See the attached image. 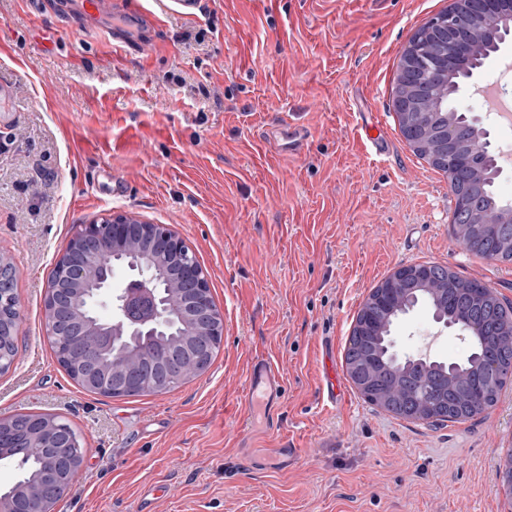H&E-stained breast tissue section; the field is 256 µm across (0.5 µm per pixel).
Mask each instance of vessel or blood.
<instances>
[{
  "label": "vessel or blood",
  "instance_id": "1",
  "mask_svg": "<svg viewBox=\"0 0 512 512\" xmlns=\"http://www.w3.org/2000/svg\"><path fill=\"white\" fill-rule=\"evenodd\" d=\"M87 3L96 13L112 15V46L119 50H143L152 45L157 30L162 27L160 16L139 5L138 0H87ZM247 381L251 397L263 396L273 401L281 396L280 374L267 358L252 360Z\"/></svg>",
  "mask_w": 512,
  "mask_h": 512
}]
</instances>
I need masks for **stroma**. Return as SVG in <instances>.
Segmentation results:
<instances>
[{
	"mask_svg": "<svg viewBox=\"0 0 512 512\" xmlns=\"http://www.w3.org/2000/svg\"><path fill=\"white\" fill-rule=\"evenodd\" d=\"M142 2L164 25L134 57L113 52L111 16L83 0H0V82L15 91L0 257L20 311L0 418L52 415L80 435L82 468L54 512H505L512 384L467 422L411 421L366 402L344 361L364 301L400 267L445 265L512 302V263L454 239L448 176L393 110L408 37L448 0H199L191 16L180 0ZM374 120L383 157L364 135ZM291 125L306 133L296 153ZM115 213L182 238L224 318L207 370L167 392L86 391L48 335L57 258ZM393 336L403 355L470 352L421 307ZM329 351L336 405L321 395ZM261 355L283 378L271 405L247 397ZM280 448L298 464L279 469Z\"/></svg>",
	"mask_w": 512,
	"mask_h": 512,
	"instance_id": "obj_1",
	"label": "stroma"
}]
</instances>
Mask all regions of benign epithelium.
<instances>
[{"instance_id": "benign-epithelium-1", "label": "benign epithelium", "mask_w": 512, "mask_h": 512, "mask_svg": "<svg viewBox=\"0 0 512 512\" xmlns=\"http://www.w3.org/2000/svg\"><path fill=\"white\" fill-rule=\"evenodd\" d=\"M477 15L483 19L494 52H501L512 35V0H451L445 17L435 22L446 29L448 61H453L454 50ZM466 121L489 156V177L496 178L500 167L486 132L479 128L478 119L468 117ZM56 267L58 274L45 299L50 335L74 345L87 336L100 341L93 349L61 354L86 388L108 396L128 395L142 386L161 392L176 379L199 374L210 366L213 350L223 337V318L214 305L205 273L171 230L113 214L100 224L83 225L69 240ZM120 275L123 282L116 289L114 282ZM81 293L88 294L91 303L79 312L74 298ZM173 314L193 330L191 344L178 349L168 345L134 360L125 371L104 366V354L115 353L116 345L126 344V339L143 345L166 335ZM23 425L31 428L33 443L46 450L51 469L38 488L19 495L0 492V512H53L79 472L83 456L74 451L67 430L42 415L1 418V449L14 447Z\"/></svg>"}]
</instances>
